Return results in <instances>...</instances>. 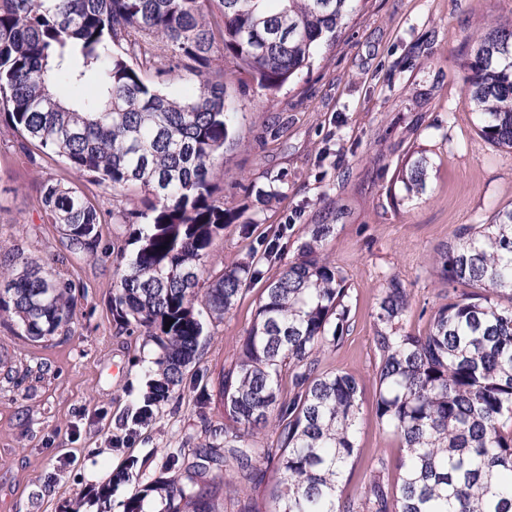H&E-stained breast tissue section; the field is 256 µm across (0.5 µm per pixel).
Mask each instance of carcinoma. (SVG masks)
I'll use <instances>...</instances> for the list:
<instances>
[{"label":"carcinoma","mask_w":512,"mask_h":512,"mask_svg":"<svg viewBox=\"0 0 512 512\" xmlns=\"http://www.w3.org/2000/svg\"><path fill=\"white\" fill-rule=\"evenodd\" d=\"M355 0H0V122L22 149L105 183L114 196L145 193L136 251L117 271L112 316L154 341V378L134 420L170 400L197 356L206 323L222 320L264 275L267 253L225 267L203 283L224 225L241 218L214 198L211 178L229 139L216 55L277 91L336 39ZM465 94L479 137L512 149V20L477 36ZM188 88L172 97L155 79ZM429 161L397 175L407 194L426 189ZM40 208L74 253L95 254L102 215L64 178L48 179ZM334 224H312L296 257L270 279L238 356L224 371V451L211 444L191 468L275 465L265 512H512V208L490 224H463L439 251L440 273L466 291L437 307L414 335L404 317L413 297L396 277L373 316L376 415L398 440L396 480L385 458L360 491L343 487L358 459L362 405L357 378L319 370L323 348L349 331L346 278L322 256ZM78 285L57 266H0V318L37 342L65 335ZM288 368L291 389L281 377ZM275 418V444L257 431ZM163 512H225L222 488L188 474L150 487Z\"/></svg>","instance_id":"obj_1"}]
</instances>
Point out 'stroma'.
<instances>
[{"mask_svg":"<svg viewBox=\"0 0 512 512\" xmlns=\"http://www.w3.org/2000/svg\"><path fill=\"white\" fill-rule=\"evenodd\" d=\"M511 19L512 0H356L335 43L278 92L261 89L231 62L214 63L233 131L214 171L217 196L252 223L225 225L204 279L271 242L278 255L266 273L275 275L309 225L334 214L336 232L322 253L346 278L351 328L319 359L322 370L353 374L360 384V462L347 492L360 487L373 459L401 454L375 413L373 314L387 279H400L413 296L406 330L425 333L433 308L448 300L439 248L460 225L491 223L512 206V150L477 135L464 92L468 40ZM20 145L0 125V264L59 259L81 289L68 335L34 342L0 320V512H67L74 497L94 494L120 470L128 479L113 488L111 512H124L127 498L168 477L170 454L189 464L211 444L212 430L223 428L219 382L266 283L253 282L223 320L209 324L173 399L155 407L148 423H135L150 381L145 368L158 348L117 325L111 298L114 252L132 256L136 227L103 225L112 254H72L38 204L42 183L66 171L47 157L28 160ZM420 151L429 179L411 199L395 179ZM268 186L278 197L258 204L256 189ZM256 467L262 483L246 486L233 466L223 468L226 485L238 491L227 512L268 499L272 469L263 460Z\"/></svg>","mask_w":512,"mask_h":512,"instance_id":"35a3bbf8","label":"stroma"}]
</instances>
